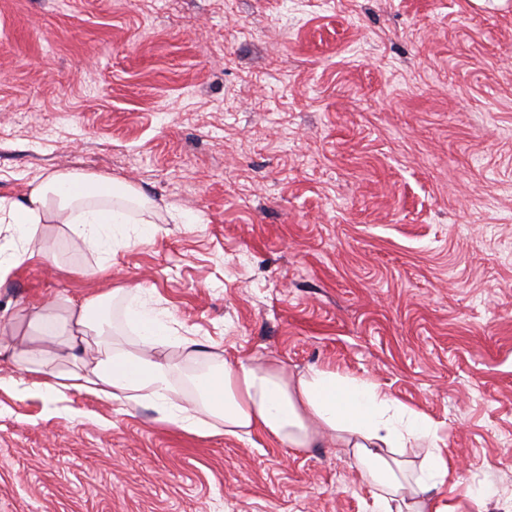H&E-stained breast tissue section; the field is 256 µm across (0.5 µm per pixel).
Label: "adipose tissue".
I'll return each mask as SVG.
<instances>
[{
  "label": "adipose tissue",
  "mask_w": 512,
  "mask_h": 512,
  "mask_svg": "<svg viewBox=\"0 0 512 512\" xmlns=\"http://www.w3.org/2000/svg\"><path fill=\"white\" fill-rule=\"evenodd\" d=\"M114 180L78 172L57 173L31 185L22 198H0V224L19 228L27 246L0 251V278L34 256L41 227H67L83 246L109 252L128 246L119 228L127 223L112 198L122 195ZM144 288L125 292L126 317L138 333V351L105 340L93 313L109 297L98 294L69 304L57 314L53 303L0 314V327L31 319L38 335L68 332L69 347L80 352L73 368H34V388L48 393L75 391L121 402L150 403L162 421L198 435L239 439L261 433L281 447L299 452L337 441L371 489V512H443L435 499L447 486L451 469L440 446L439 426L383 391L378 384L323 368L290 374L282 362L227 359L213 354L207 372L194 379L198 402H177L183 361L197 356L194 340L183 339V361L163 355L170 333L165 312L151 307Z\"/></svg>",
  "instance_id": "ef3b65f1"
}]
</instances>
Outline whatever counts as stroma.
Listing matches in <instances>:
<instances>
[{
  "instance_id": "1",
  "label": "stroma",
  "mask_w": 512,
  "mask_h": 512,
  "mask_svg": "<svg viewBox=\"0 0 512 512\" xmlns=\"http://www.w3.org/2000/svg\"><path fill=\"white\" fill-rule=\"evenodd\" d=\"M131 185L110 260L43 227L0 309L143 287L179 337L382 386L441 504L512 512V0H0V197ZM0 360V512H367L345 449L188 434Z\"/></svg>"
}]
</instances>
